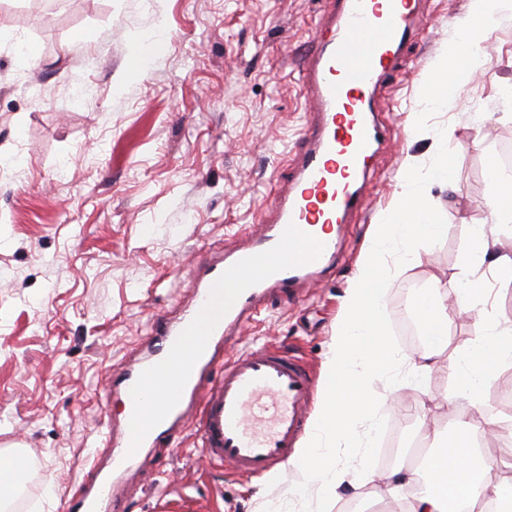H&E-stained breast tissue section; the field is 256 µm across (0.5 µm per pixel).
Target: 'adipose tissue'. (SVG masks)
<instances>
[{
	"label": "adipose tissue",
	"mask_w": 512,
	"mask_h": 512,
	"mask_svg": "<svg viewBox=\"0 0 512 512\" xmlns=\"http://www.w3.org/2000/svg\"><path fill=\"white\" fill-rule=\"evenodd\" d=\"M512 21V0H481L452 22L455 37L442 57L439 73L449 78L457 70L484 71L486 61L481 47L493 30ZM490 193L485 206L487 222L467 225L463 230L464 259L462 271L451 288L417 295L413 307L431 340L416 361L411 375L432 368L437 347L447 334L448 312L444 304L449 291H456L463 308L476 311L480 325L472 343L460 350L450 365L459 374L456 395L468 399L471 413L458 418L456 432L434 427L430 436L424 468H398L388 476L390 491L412 488L402 512H469L472 503L487 500L493 512H512V475L499 485L488 487L478 478L486 461L480 452V438L488 431H512V417L487 412L480 395L490 385L497 370L512 367V318L497 312L487 302V291L479 268L490 263L500 287L512 284V254L499 251V234L512 232V178L496 166L488 168Z\"/></svg>",
	"instance_id": "ef3b65f1"
}]
</instances>
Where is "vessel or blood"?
Segmentation results:
<instances>
[{
	"label": "vessel or blood",
	"instance_id": "obj_1",
	"mask_svg": "<svg viewBox=\"0 0 512 512\" xmlns=\"http://www.w3.org/2000/svg\"><path fill=\"white\" fill-rule=\"evenodd\" d=\"M421 0H333L316 23V50L300 72L314 123L291 156L286 193L248 243L208 263L190 306L165 318L145 352L112 380L127 412L112 435V468L90 472L68 512L119 507V476L180 425L198 430L204 456L259 476L291 460L310 426L316 383L297 357L266 344L225 357L224 345L271 294H297L336 265L343 226L365 207L369 171L390 130L376 96L419 32ZM220 377H213L216 363Z\"/></svg>",
	"mask_w": 512,
	"mask_h": 512
}]
</instances>
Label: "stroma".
<instances>
[{"label":"stroma","instance_id":"stroma-1","mask_svg":"<svg viewBox=\"0 0 512 512\" xmlns=\"http://www.w3.org/2000/svg\"><path fill=\"white\" fill-rule=\"evenodd\" d=\"M0 0V453L21 449L31 465L12 512H62L89 469H111L105 433L123 405L112 374L153 332L156 314L191 303L200 268L241 245V230L273 206L268 187L288 186L290 155L308 128L298 70L316 48L313 28L326 0ZM473 0H426V26L408 44L377 97L381 120L399 134L377 155L368 208L341 240L340 259L299 300L270 299L229 342L252 340L301 357L314 377L336 333L357 263L401 190L406 158L428 165L437 129H452L457 193L430 183L426 194L448 231L420 249L386 291L398 321L414 282L432 288L460 271L461 228L486 216L487 167L512 139V27L484 46L488 67L437 95L448 23ZM162 38L161 54L131 66V49ZM415 135H408L410 126ZM448 334L436 366L417 383H379L387 428L405 416L418 427H451L459 404L448 363L467 347L475 314L449 302ZM194 426L147 451L142 471L123 477L125 512H157L159 498L189 495L192 512H264L302 479L293 465L240 477L199 453ZM389 465L360 485H343L329 512L357 503L400 512Z\"/></svg>","mask_w":512,"mask_h":512}]
</instances>
